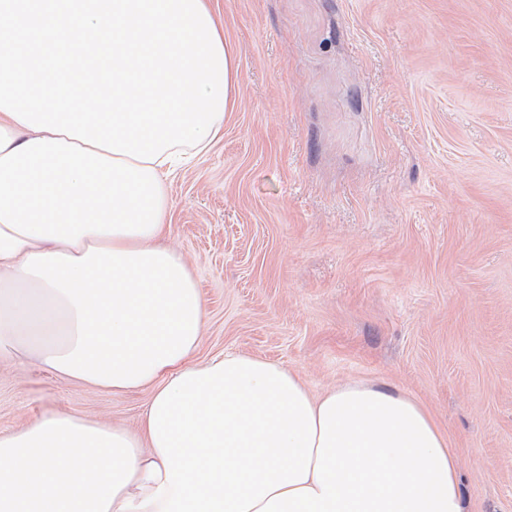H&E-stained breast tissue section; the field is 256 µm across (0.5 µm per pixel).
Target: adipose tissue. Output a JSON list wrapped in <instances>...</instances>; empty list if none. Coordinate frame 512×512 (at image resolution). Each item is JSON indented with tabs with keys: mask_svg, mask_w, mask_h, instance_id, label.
<instances>
[{
	"mask_svg": "<svg viewBox=\"0 0 512 512\" xmlns=\"http://www.w3.org/2000/svg\"><path fill=\"white\" fill-rule=\"evenodd\" d=\"M237 70L205 0H0V352L152 389L136 436L66 411L0 434V512H464L414 398L195 361L168 177L219 135Z\"/></svg>",
	"mask_w": 512,
	"mask_h": 512,
	"instance_id": "adipose-tissue-1",
	"label": "adipose tissue"
}]
</instances>
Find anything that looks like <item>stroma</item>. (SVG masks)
<instances>
[{"label": "stroma", "mask_w": 512, "mask_h": 512, "mask_svg": "<svg viewBox=\"0 0 512 512\" xmlns=\"http://www.w3.org/2000/svg\"><path fill=\"white\" fill-rule=\"evenodd\" d=\"M237 103L169 179L166 246L207 308L195 359L424 403L465 512H512V0H206ZM113 393L0 355V433Z\"/></svg>", "instance_id": "1"}]
</instances>
